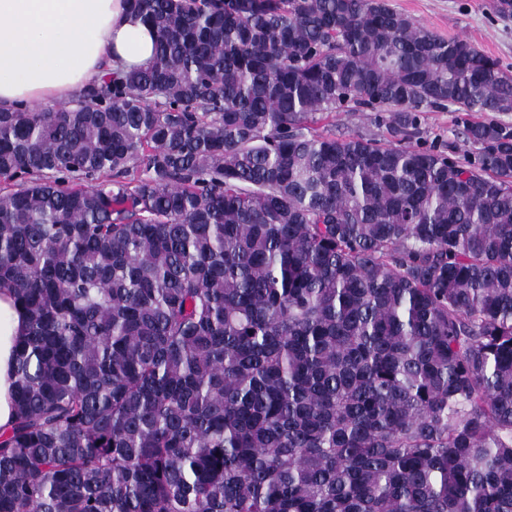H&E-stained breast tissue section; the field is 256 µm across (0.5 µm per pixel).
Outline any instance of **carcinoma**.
<instances>
[{"instance_id": "1", "label": "carcinoma", "mask_w": 512, "mask_h": 512, "mask_svg": "<svg viewBox=\"0 0 512 512\" xmlns=\"http://www.w3.org/2000/svg\"><path fill=\"white\" fill-rule=\"evenodd\" d=\"M127 2L152 62L0 109V512H512V125L412 143L512 71L387 0ZM481 120L485 117L482 112H472L464 116L461 112H454L453 107L436 112H424L421 117L419 134L413 139L415 142L426 141L428 144L434 142L438 146L448 148L447 152L453 158H462L465 149L462 135L461 118ZM376 112H332L331 114H316L318 123L315 128H327L336 135L358 132L377 139L389 137L385 123L375 121ZM26 325L24 310L13 294L0 290V429L8 427L14 418L12 358Z\"/></svg>"}]
</instances>
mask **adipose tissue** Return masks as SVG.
<instances>
[{"label":"adipose tissue","instance_id":"ef3b65f1","mask_svg":"<svg viewBox=\"0 0 512 512\" xmlns=\"http://www.w3.org/2000/svg\"><path fill=\"white\" fill-rule=\"evenodd\" d=\"M155 39L126 0H0V106L66 103L113 68L147 65ZM26 325L0 290V429L14 418L12 358Z\"/></svg>","mask_w":512,"mask_h":512}]
</instances>
